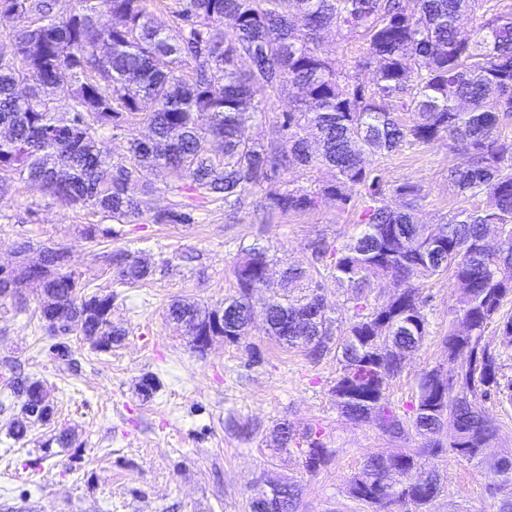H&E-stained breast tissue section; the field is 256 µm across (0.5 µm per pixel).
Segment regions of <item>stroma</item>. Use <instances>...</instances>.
Masks as SVG:
<instances>
[{
	"instance_id": "stroma-1",
	"label": "stroma",
	"mask_w": 512,
	"mask_h": 512,
	"mask_svg": "<svg viewBox=\"0 0 512 512\" xmlns=\"http://www.w3.org/2000/svg\"><path fill=\"white\" fill-rule=\"evenodd\" d=\"M255 98L264 112L248 121L244 135L265 142L290 99L262 90ZM454 163L438 143L403 147L379 166L386 186L408 181L421 187L419 217L431 223L458 206L448 187ZM278 188L263 185L232 218L223 204L203 205L193 224L155 223V215L171 207L169 193L143 198L142 217L128 224L63 206L25 181L0 197V265H13L25 240L65 247L69 270L90 291L111 293L112 321L126 330L109 352L69 337L63 357L37 313L39 288L27 289L24 308L0 303V375L10 368L42 380L55 405L50 425L35 426L16 442L7 425L19 406L0 390V512H249L250 486L281 478L302 489L297 512H368L348 496L346 480L364 458L394 444L374 425L350 423L337 410L328 393L339 371L335 356L310 362L268 336L259 317L239 342L220 338L200 354L165 318L172 300L219 306L234 295L240 247L269 246L284 267L310 258L313 240L343 242L356 233L351 206L267 215L259 203ZM88 224L98 225L96 239L85 237ZM118 249L151 258L155 271L146 285L116 282L102 255ZM421 295L430 334L389 388L396 407L413 399L424 371L445 363L439 340L458 325L456 288L447 276L424 283ZM147 374L160 387L145 398L138 383ZM283 420L299 434L321 431L333 452L326 469L308 472L299 448L262 441V433ZM65 427L77 433L68 448L51 441ZM437 465L444 489L431 512H499L502 496L489 490L493 474L450 454Z\"/></svg>"
}]
</instances>
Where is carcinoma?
I'll list each match as a JSON object with an SVG mask.
<instances>
[{"label":"carcinoma","instance_id":"1","mask_svg":"<svg viewBox=\"0 0 512 512\" xmlns=\"http://www.w3.org/2000/svg\"><path fill=\"white\" fill-rule=\"evenodd\" d=\"M7 5L28 14L31 25L8 33L10 53L0 50V128L11 132L0 139V196L26 181L121 224L141 216V198L185 192L188 201L154 221L192 224L193 200L237 214L272 180L283 189L265 195L269 214L344 208L359 195V233L339 245L312 242L311 259L288 266L283 292L264 303L268 332L282 346L303 349L313 362L336 350L340 373L329 395L344 418L372 423L394 441L421 438L418 448L369 456L347 480L349 497L373 512H430L441 490L436 465L421 485L409 473L448 452L488 464L496 489L512 484L511 452L490 462L481 454L500 432L483 402L512 405V383H501L500 374V350L512 349V316L501 314L512 295V137L501 134L512 120L509 0H416L413 10L404 0H176L171 28L157 24L145 0H0V8ZM104 14L111 23L100 22ZM464 16L472 22L467 37L458 28ZM228 18L237 26L217 32ZM329 27L362 39L361 55L349 63L321 42ZM365 70L368 81L360 78ZM20 85L32 102L19 97ZM293 88L300 96L283 113L282 138H244V122L263 111L254 92L279 96ZM140 125L148 138L136 134ZM105 128L127 132L126 159L106 151ZM440 140L458 158L450 169L453 195L483 194L487 202L423 224L419 185L384 187L378 161ZM298 169L320 173L315 186L286 179ZM108 262L122 284L152 276L145 259L122 250ZM274 262L257 243L240 248L236 294L216 308L175 301L167 322L186 336H205L214 323L238 335ZM319 262L337 286L352 289L355 312L344 327L327 312L325 285L313 274ZM443 273L458 290L455 315L471 325L466 335L448 331L443 352L452 361L467 348L471 358L445 386L424 372L415 397L396 408L391 381L429 335L420 286ZM33 281L50 298L40 303V318L63 323L60 354L70 336L102 351L125 339L126 330L112 324V294L86 292L59 250L47 248L40 265L23 262L0 276V299L21 297ZM384 286L394 291L380 299L374 289ZM5 386L21 402L9 426L14 441L52 422L42 380L10 377ZM272 437L282 448H300L310 473L332 458L321 433L299 438L286 420ZM300 496L289 480L265 498L251 490L249 512H297Z\"/></svg>","mask_w":512,"mask_h":512}]
</instances>
